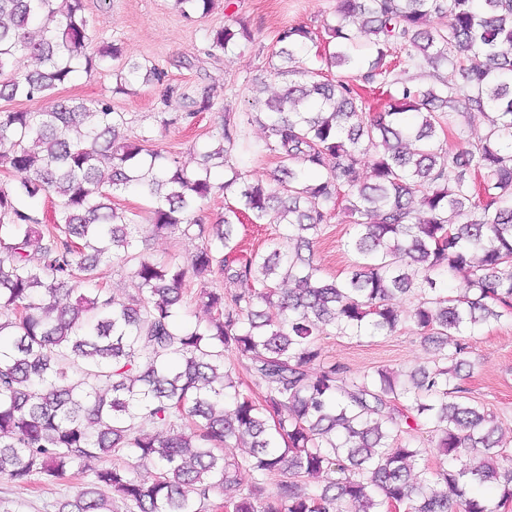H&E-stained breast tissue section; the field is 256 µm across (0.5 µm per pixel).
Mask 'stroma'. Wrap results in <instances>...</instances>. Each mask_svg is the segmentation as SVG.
<instances>
[{
  "label": "stroma",
  "instance_id": "1",
  "mask_svg": "<svg viewBox=\"0 0 512 512\" xmlns=\"http://www.w3.org/2000/svg\"><path fill=\"white\" fill-rule=\"evenodd\" d=\"M336 0H215L204 16H183L174 0H85L88 35L92 43L122 44L126 52L143 64L163 68L165 84H144L133 79L124 94L114 93V79L106 73H83L61 85L54 96L29 102L23 99L0 100V111L47 110L65 98H108L114 111L124 113L125 139L144 143L146 149H161L186 165H194L198 154L211 141V134L225 116L240 122L247 148L233 150L228 161L246 178L272 180L279 167L276 153L266 149L268 131L251 122L255 97H270L283 89L274 74L279 63L276 35L282 27L302 24L323 34L324 24L332 19ZM245 25L251 40L217 59L207 58V30L225 25ZM179 86L181 98L163 106L166 85ZM209 94L211 111L199 113L193 126L160 123L164 109L185 112L195 100ZM354 233L346 214L332 216L314 246L315 261L323 277L344 278L356 260L349 242ZM195 241L178 235L138 239L136 248L159 263H184L194 250ZM403 328L391 336L347 338L320 337L322 359L343 367L356 377L381 368L401 369L434 366L439 358L434 349L424 346L411 318L410 303H401ZM464 386L468 396L483 404L503 428L502 451L512 461V322L488 324L473 338L467 355ZM111 458L91 461L88 472L72 474L63 481L36 479L28 485L0 479V512H54L55 501L73 494L91 480L93 472L111 466Z\"/></svg>",
  "mask_w": 512,
  "mask_h": 512
}]
</instances>
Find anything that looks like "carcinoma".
Instances as JSON below:
<instances>
[{
    "mask_svg": "<svg viewBox=\"0 0 512 512\" xmlns=\"http://www.w3.org/2000/svg\"><path fill=\"white\" fill-rule=\"evenodd\" d=\"M175 2L187 15L213 0ZM87 26L84 0H0V100L42 99L80 71L112 73L117 92L140 73L163 81L115 43L92 48ZM324 30L326 67L359 61L358 79L386 89L387 102L371 108L352 76L295 68L313 31L280 29L285 66L275 74L286 90L255 99L279 188L232 172L221 189L237 207L215 225L196 212L215 188L211 168L240 139L231 116L189 168L121 139L124 114L106 99L0 112V168L17 176L0 188V478L60 480L119 453L155 469L149 482L116 464L99 469L57 512H119L117 498L132 512H387L391 501L408 512H498L512 500L500 427L459 383L468 342L512 320V0H338ZM240 36L250 38L208 31V57ZM22 58L39 67L19 70ZM424 64L461 81L411 83L409 69ZM212 107L204 95L162 123L190 126ZM474 112L485 123L472 137ZM130 187L153 200L152 235L200 240L186 264L129 252L140 214L114 206L112 192ZM40 196L55 198L51 214L34 206ZM275 207L280 239L239 257L240 216L262 224ZM339 207L360 260L328 280L302 250ZM112 258L133 263L135 292L86 294L81 285ZM217 273L239 291L202 290L207 318L180 323L182 286ZM450 277L462 296L443 294ZM400 299L414 300L411 318L441 364L351 378L321 362L323 335L396 333ZM226 352L247 361L260 398L239 389ZM425 422L439 456L432 471L416 469L423 451L403 437ZM242 439L249 451L237 459L231 441ZM462 455L472 465L452 468ZM273 475L281 480L269 490ZM314 476L324 485L311 492ZM474 482L494 485L499 501L474 494ZM243 485L240 497L215 499Z\"/></svg>",
    "mask_w": 512,
    "mask_h": 512,
    "instance_id": "cac0c4a2",
    "label": "carcinoma"
}]
</instances>
